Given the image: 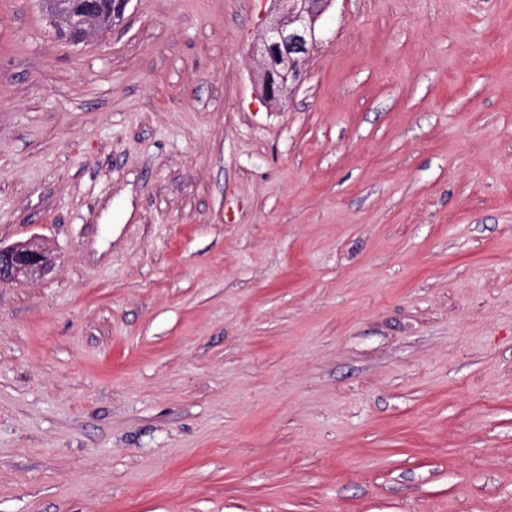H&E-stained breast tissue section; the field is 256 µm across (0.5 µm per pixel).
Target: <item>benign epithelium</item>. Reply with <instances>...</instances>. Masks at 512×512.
<instances>
[{
    "label": "benign epithelium",
    "instance_id": "obj_1",
    "mask_svg": "<svg viewBox=\"0 0 512 512\" xmlns=\"http://www.w3.org/2000/svg\"><path fill=\"white\" fill-rule=\"evenodd\" d=\"M131 0H70L65 14L68 39L80 41L103 14L117 22ZM277 16L261 36L264 70L262 97L280 105L296 89L305 65L317 45L316 26L334 0H273ZM53 257L39 237L3 246L0 244V282L41 278L50 272Z\"/></svg>",
    "mask_w": 512,
    "mask_h": 512
}]
</instances>
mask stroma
Segmentation results:
<instances>
[{"label":"stroma","mask_w":512,"mask_h":512,"mask_svg":"<svg viewBox=\"0 0 512 512\" xmlns=\"http://www.w3.org/2000/svg\"><path fill=\"white\" fill-rule=\"evenodd\" d=\"M0 0V512H512V0ZM131 0H72L69 1L65 21L67 25L68 39L73 41L83 40L90 31V26L104 13L112 18H101L98 33L107 30L120 21ZM277 16L261 36L262 97L281 105L296 89L317 45L316 26L334 0H273ZM52 265L50 249L39 237L7 246L0 244V282L41 278Z\"/></svg>","instance_id":"obj_1"}]
</instances>
